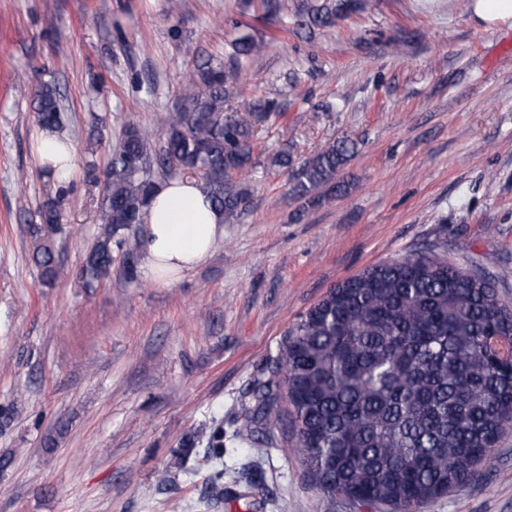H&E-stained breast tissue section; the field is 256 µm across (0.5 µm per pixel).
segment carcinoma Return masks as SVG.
I'll return each mask as SVG.
<instances>
[{"label":"carcinoma","mask_w":512,"mask_h":512,"mask_svg":"<svg viewBox=\"0 0 512 512\" xmlns=\"http://www.w3.org/2000/svg\"><path fill=\"white\" fill-rule=\"evenodd\" d=\"M355 0H304L302 24L332 25L362 8ZM249 35L233 43L238 57L262 52ZM231 74L197 65L175 109L160 118V140L128 125L102 171L103 231L81 271L95 288L112 266V248L132 261L138 242L128 227L141 222L158 184L206 173L212 205L233 218L248 191L234 174L252 156L256 127L275 101L243 100L233 119L224 106L236 94ZM38 123L61 129L55 89L35 94ZM344 137L328 142L294 171L291 190L322 204L344 190L337 170L354 153ZM60 210L49 200L36 212L33 261L43 282L65 275L49 236ZM269 381L256 389L257 413L274 410L284 381L303 460L324 494L377 512H409L465 486L493 461L494 446L512 427V306L490 281L430 257H408L365 269L336 285L288 331Z\"/></svg>","instance_id":"cac0c4a2"}]
</instances>
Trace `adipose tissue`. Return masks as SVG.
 Segmentation results:
<instances>
[{"mask_svg":"<svg viewBox=\"0 0 512 512\" xmlns=\"http://www.w3.org/2000/svg\"><path fill=\"white\" fill-rule=\"evenodd\" d=\"M39 164L61 181L74 173L76 148L66 137L45 129L33 138ZM144 275L167 286L203 264L224 237V215L207 199L196 180L177 178L162 183L145 217Z\"/></svg>","mask_w":512,"mask_h":512,"instance_id":"ef3b65f1","label":"adipose tissue"}]
</instances>
